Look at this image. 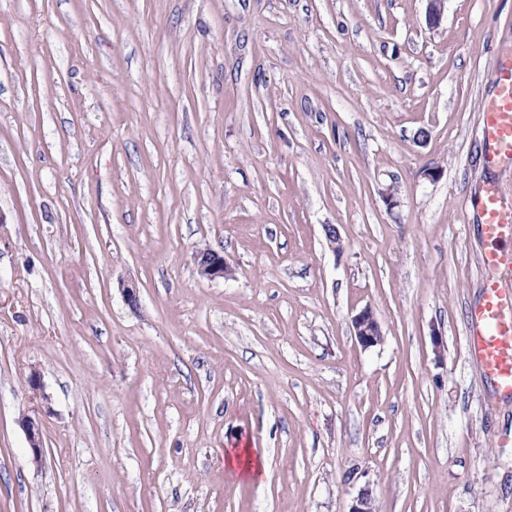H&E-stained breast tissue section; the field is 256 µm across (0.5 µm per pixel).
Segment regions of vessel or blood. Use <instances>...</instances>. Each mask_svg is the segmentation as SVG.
Here are the masks:
<instances>
[{"mask_svg": "<svg viewBox=\"0 0 512 512\" xmlns=\"http://www.w3.org/2000/svg\"><path fill=\"white\" fill-rule=\"evenodd\" d=\"M481 136L484 160L494 166L512 160V51L496 60L494 90L485 100ZM479 224L487 243L480 301L468 311L466 350L496 390L512 397V291L503 288L500 271L512 266V254L502 250L512 240V208L497 183H486L480 199Z\"/></svg>", "mask_w": 512, "mask_h": 512, "instance_id": "vessel-or-blood-1", "label": "vessel or blood"}]
</instances>
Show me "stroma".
Listing matches in <instances>:
<instances>
[{
	"mask_svg": "<svg viewBox=\"0 0 512 512\" xmlns=\"http://www.w3.org/2000/svg\"><path fill=\"white\" fill-rule=\"evenodd\" d=\"M505 46L512 0H0V512H512L466 353ZM196 266L199 276L208 280L224 278L230 271L223 254L211 249L196 254ZM354 336L365 349L381 345L384 334L380 322L371 308H364L353 318ZM224 466L243 481H253L266 471V460L256 455L251 448H243L232 453L227 451Z\"/></svg>",
	"mask_w": 512,
	"mask_h": 512,
	"instance_id": "1",
	"label": "stroma"
}]
</instances>
